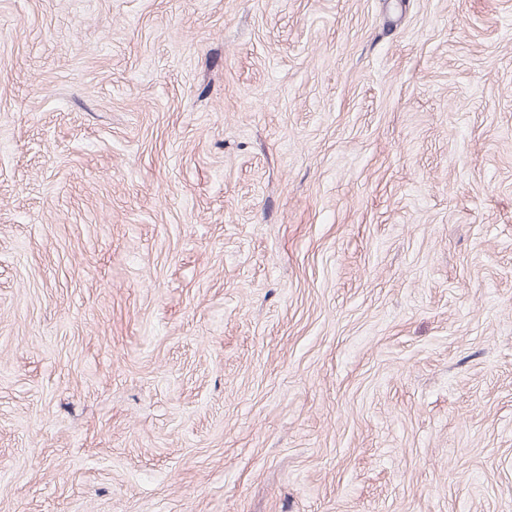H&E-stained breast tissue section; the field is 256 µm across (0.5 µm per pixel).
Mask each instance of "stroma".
<instances>
[{
  "label": "stroma",
  "instance_id": "1",
  "mask_svg": "<svg viewBox=\"0 0 512 512\" xmlns=\"http://www.w3.org/2000/svg\"><path fill=\"white\" fill-rule=\"evenodd\" d=\"M0 512H512V0H0Z\"/></svg>",
  "mask_w": 512,
  "mask_h": 512
}]
</instances>
